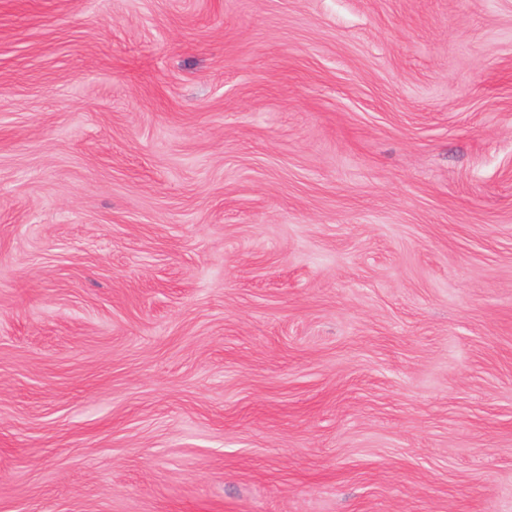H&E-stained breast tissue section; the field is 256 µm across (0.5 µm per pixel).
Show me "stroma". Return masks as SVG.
Instances as JSON below:
<instances>
[{"mask_svg":"<svg viewBox=\"0 0 512 512\" xmlns=\"http://www.w3.org/2000/svg\"><path fill=\"white\" fill-rule=\"evenodd\" d=\"M0 512H512V0H0Z\"/></svg>","mask_w":512,"mask_h":512,"instance_id":"35a3bbf8","label":"stroma"}]
</instances>
